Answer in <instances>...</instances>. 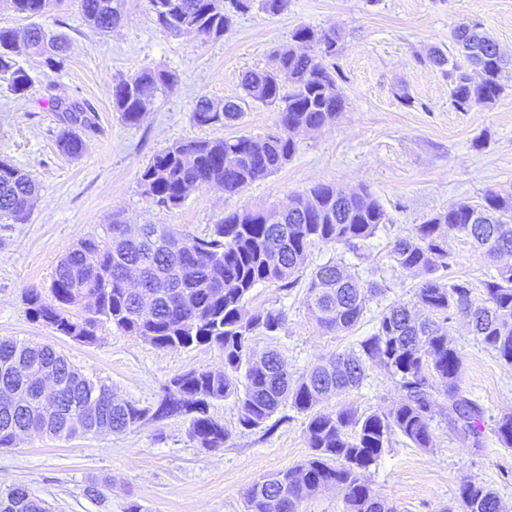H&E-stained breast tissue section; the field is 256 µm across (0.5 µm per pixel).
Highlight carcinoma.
<instances>
[{"mask_svg": "<svg viewBox=\"0 0 512 512\" xmlns=\"http://www.w3.org/2000/svg\"><path fill=\"white\" fill-rule=\"evenodd\" d=\"M64 0H5L7 8L40 16ZM157 27L203 41L224 36L238 13L254 8L277 15L289 0H147ZM86 23L101 32L122 18L121 0H78ZM453 38L470 66L449 64L438 48L430 61L443 68L449 97L467 112L494 103L503 94L504 59L496 42L479 26L460 25ZM16 33L0 28V76L23 95L32 87L29 73L14 59ZM339 36L309 26L297 28L292 44L275 49L267 67L242 79L236 100L200 97L191 112L199 127H225L238 121L250 101L277 107L278 131L263 137L176 141L156 152L141 171L139 186L158 206L174 209L194 191L220 186L237 193L277 172L296 152L294 133L332 124L345 109L338 83ZM26 46L46 66L61 67L63 38L37 26ZM290 86L284 87L282 75ZM177 76L164 69H144L112 84V106L128 125L138 124L157 93L172 89ZM68 126L59 146L72 157L85 149L81 131L94 126L77 103L64 109ZM33 176L0 160V218L24 224L37 199ZM389 217L371 193L345 192L317 185L290 198L288 207L233 212L206 237L186 236L169 224L107 225L106 237L85 238L69 248L53 274L48 292L31 288L23 295L25 313L60 336L92 344L107 325L158 349L217 347L224 370H189L164 388L156 406L109 399L112 387L82 374L50 345L0 339V448H10L27 433L71 439L89 433H120L173 416L188 421V434L199 447L219 450L230 439L224 423L210 413L212 403L232 397L239 424L254 429L280 407L306 416L309 456L287 470L264 475L245 494L246 512H301L303 502L329 488L343 493L345 512H399L365 478V471L400 434L417 448H434L433 409L444 400L448 425L478 453L485 447V409L462 390V358L439 325L455 314L487 349L512 367V265L498 266L484 281L481 297L463 279L444 280L452 259L445 230L472 240L482 256L495 261L512 255V196L487 193L480 204L459 203L397 239L390 251L393 269L422 280L415 292L416 317L402 305L383 312L359 350L342 352L296 377L275 350L257 353L254 333L276 335L285 314L273 307L248 309L259 285L291 289L315 245L342 246L363 256L367 240ZM136 273L138 287L126 285ZM343 265L327 262L311 274L305 305L312 319L330 333H347L366 310V294ZM390 375L398 400L368 414L320 404L359 387L369 365ZM52 373L59 386L54 402L34 393L37 377ZM494 434L512 448V413L495 420ZM0 512H53L48 502L23 485L0 492ZM444 512H502L500 500L485 485L460 483L456 504Z\"/></svg>", "mask_w": 512, "mask_h": 512, "instance_id": "carcinoma-1", "label": "carcinoma"}]
</instances>
